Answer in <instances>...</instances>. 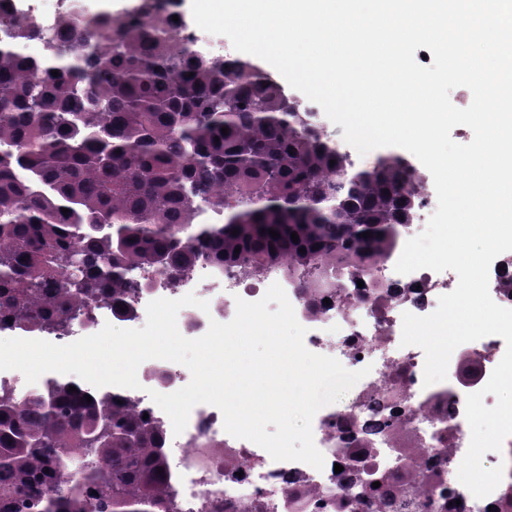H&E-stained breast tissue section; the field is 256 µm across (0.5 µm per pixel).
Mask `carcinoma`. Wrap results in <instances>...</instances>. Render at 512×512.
<instances>
[{
	"label": "carcinoma",
	"mask_w": 512,
	"mask_h": 512,
	"mask_svg": "<svg viewBox=\"0 0 512 512\" xmlns=\"http://www.w3.org/2000/svg\"><path fill=\"white\" fill-rule=\"evenodd\" d=\"M173 4L44 27L0 0V333L64 334L100 302L128 313L141 269L176 284L209 262L334 288L328 268L377 262L419 204L424 175L402 155L351 175L348 154L269 73L184 44ZM35 37L41 60L15 48ZM202 203L224 222L195 226ZM87 394L57 378L23 401L0 394V485L53 483L15 512H102L99 486L111 512H172L161 423L109 391Z\"/></svg>",
	"instance_id": "cac0c4a2"
}]
</instances>
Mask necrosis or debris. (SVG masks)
<instances>
[{
    "label": "necrosis or debris",
    "instance_id": "1",
    "mask_svg": "<svg viewBox=\"0 0 512 512\" xmlns=\"http://www.w3.org/2000/svg\"><path fill=\"white\" fill-rule=\"evenodd\" d=\"M432 208L430 189L409 223L399 225L392 251L371 271L345 266L336 287L324 289V304L311 307V289L298 280L282 281L304 344L315 354L337 359L350 371L366 375L340 400L321 408L312 421L314 444L323 454V469L299 461H276L257 444L228 434L221 411L212 405L191 410L181 434H174L168 415L150 391L181 388L180 374L163 366L154 375L145 366L137 389L114 387L164 426V447L178 512H507L512 505V436L501 451L484 454L485 467L503 466L499 486L476 498L457 478L470 444L466 397L482 390L502 359L506 345L496 335L458 346L451 355L446 380L424 385L425 354L405 346L402 315L431 314L440 296L458 284L454 271L420 269L396 272L406 241L418 235ZM145 288L128 303L143 310L156 299H178L209 286L208 310L182 314L178 327L201 337L211 321H231L237 299L254 302L268 282L237 273H219L200 264L171 285L150 272ZM342 472H335V465Z\"/></svg>",
    "mask_w": 512,
    "mask_h": 512
}]
</instances>
